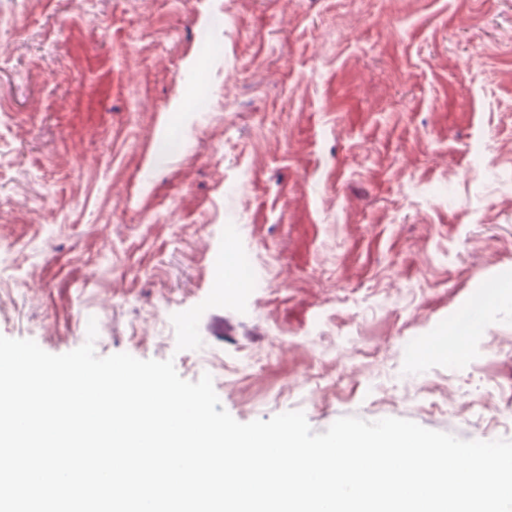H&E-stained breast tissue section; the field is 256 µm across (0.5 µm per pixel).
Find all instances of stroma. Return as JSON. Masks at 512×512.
I'll list each match as a JSON object with an SVG mask.
<instances>
[{
    "label": "stroma",
    "instance_id": "stroma-1",
    "mask_svg": "<svg viewBox=\"0 0 512 512\" xmlns=\"http://www.w3.org/2000/svg\"><path fill=\"white\" fill-rule=\"evenodd\" d=\"M1 43L0 335L512 440V0H0Z\"/></svg>",
    "mask_w": 512,
    "mask_h": 512
}]
</instances>
